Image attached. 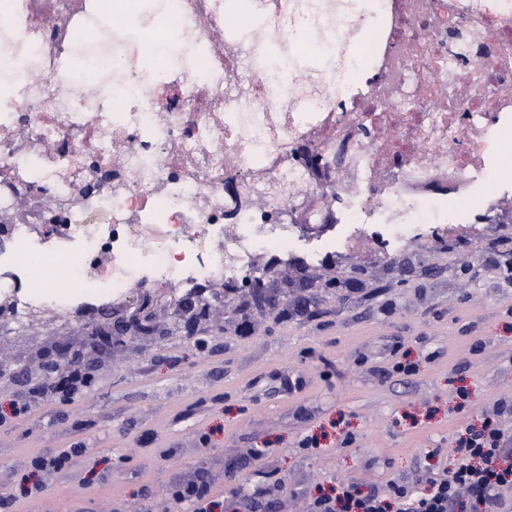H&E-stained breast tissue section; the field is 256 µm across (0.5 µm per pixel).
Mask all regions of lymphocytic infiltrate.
Listing matches in <instances>:
<instances>
[{"instance_id":"obj_1","label":"lymphocytic infiltrate","mask_w":512,"mask_h":512,"mask_svg":"<svg viewBox=\"0 0 512 512\" xmlns=\"http://www.w3.org/2000/svg\"><path fill=\"white\" fill-rule=\"evenodd\" d=\"M512 415V397L496 400L493 416L458 431L449 463L425 488L409 481L362 487L339 481L318 490L310 512H512V433L499 417Z\"/></svg>"}]
</instances>
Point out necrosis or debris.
<instances>
[{
    "instance_id": "obj_1",
    "label": "necrosis or debris",
    "mask_w": 512,
    "mask_h": 512,
    "mask_svg": "<svg viewBox=\"0 0 512 512\" xmlns=\"http://www.w3.org/2000/svg\"><path fill=\"white\" fill-rule=\"evenodd\" d=\"M2 56L18 329L233 285L268 253L476 240L512 197V0H159L148 27L100 0H0ZM317 157L335 184L312 182Z\"/></svg>"
}]
</instances>
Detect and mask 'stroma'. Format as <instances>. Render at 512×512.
Instances as JSON below:
<instances>
[{"instance_id": "35a3bbf8", "label": "stroma", "mask_w": 512, "mask_h": 512, "mask_svg": "<svg viewBox=\"0 0 512 512\" xmlns=\"http://www.w3.org/2000/svg\"><path fill=\"white\" fill-rule=\"evenodd\" d=\"M511 263L504 224L480 244L447 237L395 262L370 252L270 266L273 314L238 294L212 301L197 332L130 337L84 395L1 424L0 496L32 456L76 443L82 455L12 512H191L168 490L196 476L220 501L278 483L272 512H309L316 487L339 478L383 485L442 469L458 430L512 395V288L488 273ZM45 337L37 316L0 334V409L24 401L8 374ZM404 358L414 375L392 373ZM311 433L323 446L306 453Z\"/></svg>"}]
</instances>
